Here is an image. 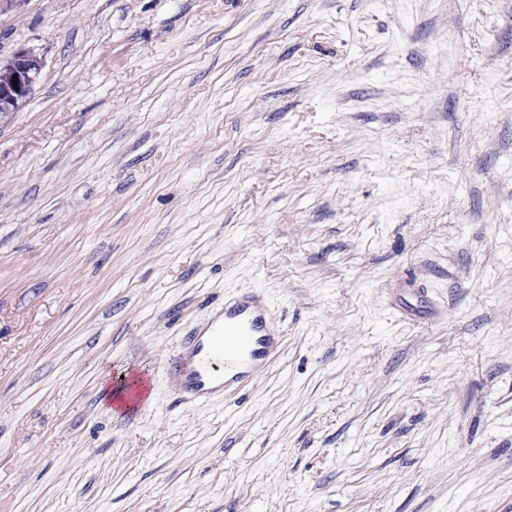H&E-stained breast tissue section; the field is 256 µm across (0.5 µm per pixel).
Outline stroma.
Returning a JSON list of instances; mask_svg holds the SVG:
<instances>
[{"mask_svg":"<svg viewBox=\"0 0 512 512\" xmlns=\"http://www.w3.org/2000/svg\"><path fill=\"white\" fill-rule=\"evenodd\" d=\"M21 48L0 512H512V0H0ZM245 289L277 354L183 399ZM121 375H124V379H121L122 380L121 384H117L115 377H113V381H112V371L111 370L106 369L103 374V376H104L103 386L105 389V400H104L103 404L111 412L112 411L118 412V410H120L122 408L121 403L123 402V400H122V396L120 395V392L127 391L129 389L128 381L130 380L131 372L130 371L122 372L118 375L119 378H121ZM113 385H119L120 387L117 390H112ZM114 401L116 403H118V406L112 408V402H114Z\"/></svg>","mask_w":512,"mask_h":512,"instance_id":"1","label":"stroma"}]
</instances>
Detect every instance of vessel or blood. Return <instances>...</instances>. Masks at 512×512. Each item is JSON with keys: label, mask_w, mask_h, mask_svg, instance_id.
<instances>
[{"label": "vessel or blood", "mask_w": 512, "mask_h": 512, "mask_svg": "<svg viewBox=\"0 0 512 512\" xmlns=\"http://www.w3.org/2000/svg\"><path fill=\"white\" fill-rule=\"evenodd\" d=\"M273 321L272 311L254 292L225 302L218 318L208 323V336H192L172 365L183 392L203 400L217 390L248 385L278 351Z\"/></svg>", "instance_id": "b4317fda"}]
</instances>
